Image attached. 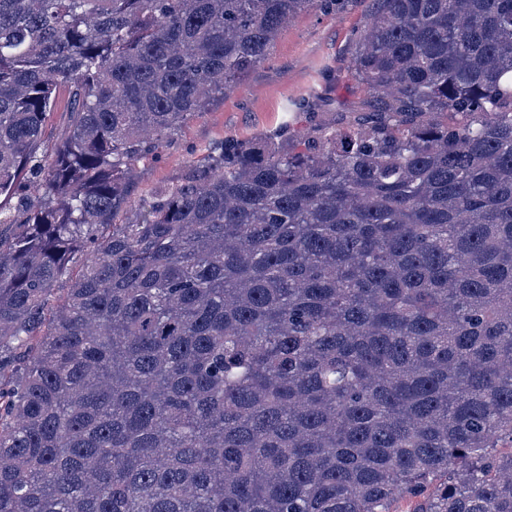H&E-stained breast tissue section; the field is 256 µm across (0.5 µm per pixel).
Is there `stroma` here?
<instances>
[{
	"mask_svg": "<svg viewBox=\"0 0 512 512\" xmlns=\"http://www.w3.org/2000/svg\"><path fill=\"white\" fill-rule=\"evenodd\" d=\"M376 9L375 0H345L334 14L316 9L299 14L281 30L268 60L192 117L162 159L137 163L131 207L178 185L224 138L260 143L286 126L343 134L376 120L380 103L354 69L355 35ZM300 100L304 111H293Z\"/></svg>",
	"mask_w": 512,
	"mask_h": 512,
	"instance_id": "stroma-1",
	"label": "stroma"
}]
</instances>
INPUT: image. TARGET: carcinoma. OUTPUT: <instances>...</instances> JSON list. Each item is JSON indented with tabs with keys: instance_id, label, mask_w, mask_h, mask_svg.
I'll return each mask as SVG.
<instances>
[{
	"instance_id": "1",
	"label": "carcinoma",
	"mask_w": 512,
	"mask_h": 512,
	"mask_svg": "<svg viewBox=\"0 0 512 512\" xmlns=\"http://www.w3.org/2000/svg\"><path fill=\"white\" fill-rule=\"evenodd\" d=\"M341 2L0 0V512H512V0H378L389 120L127 210ZM71 102L68 90L65 87L58 88L56 92L54 113L46 131L50 140L54 141L58 131L64 126L68 112L71 111Z\"/></svg>"
}]
</instances>
